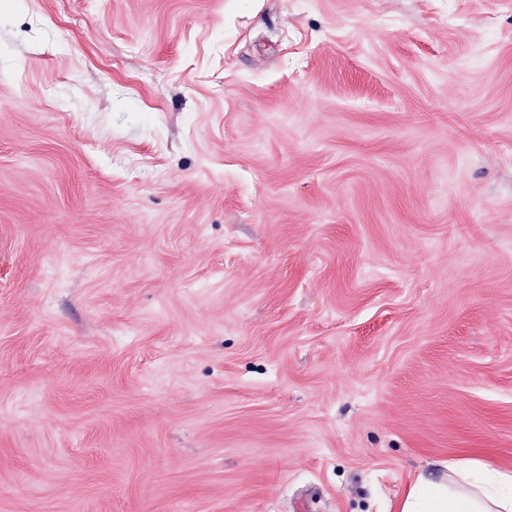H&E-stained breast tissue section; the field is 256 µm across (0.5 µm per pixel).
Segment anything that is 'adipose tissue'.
<instances>
[{
	"label": "adipose tissue",
	"instance_id": "adipose-tissue-1",
	"mask_svg": "<svg viewBox=\"0 0 512 512\" xmlns=\"http://www.w3.org/2000/svg\"><path fill=\"white\" fill-rule=\"evenodd\" d=\"M398 512H512V472L470 460L449 463L444 481L418 476Z\"/></svg>",
	"mask_w": 512,
	"mask_h": 512
}]
</instances>
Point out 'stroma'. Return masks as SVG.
<instances>
[{
	"label": "stroma",
	"instance_id": "obj_1",
	"mask_svg": "<svg viewBox=\"0 0 512 512\" xmlns=\"http://www.w3.org/2000/svg\"><path fill=\"white\" fill-rule=\"evenodd\" d=\"M512 472V0H0V512H396Z\"/></svg>",
	"mask_w": 512,
	"mask_h": 512
}]
</instances>
